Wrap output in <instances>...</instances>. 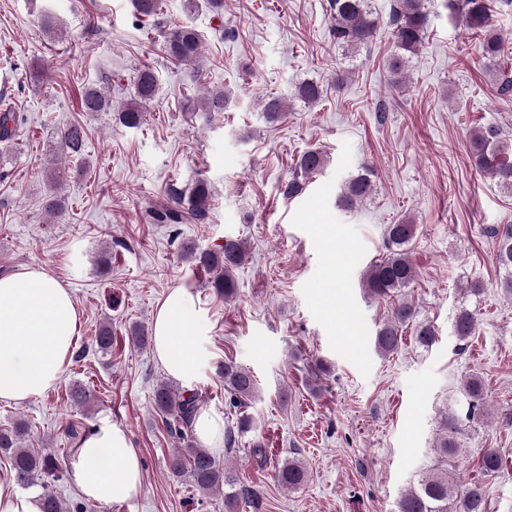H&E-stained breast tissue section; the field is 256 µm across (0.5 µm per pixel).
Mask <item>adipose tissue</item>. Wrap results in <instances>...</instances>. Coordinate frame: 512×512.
I'll return each instance as SVG.
<instances>
[{
  "label": "adipose tissue",
  "instance_id": "ef3b65f1",
  "mask_svg": "<svg viewBox=\"0 0 512 512\" xmlns=\"http://www.w3.org/2000/svg\"><path fill=\"white\" fill-rule=\"evenodd\" d=\"M78 325L69 289L46 269L1 276L0 402L20 404L54 386L73 356ZM204 333L187 289L171 291L153 326L154 350L169 376L185 383L198 377L202 356L185 338ZM68 471L83 495L102 503L133 499L143 480L126 431L108 419L81 438Z\"/></svg>",
  "mask_w": 512,
  "mask_h": 512
}]
</instances>
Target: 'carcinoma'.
Masks as SVG:
<instances>
[{
	"label": "carcinoma",
	"instance_id": "obj_1",
	"mask_svg": "<svg viewBox=\"0 0 512 512\" xmlns=\"http://www.w3.org/2000/svg\"><path fill=\"white\" fill-rule=\"evenodd\" d=\"M492 0H444L448 16L468 29H483L491 10ZM162 0H133V7L140 16L154 17L161 9ZM334 24L332 41L338 47L359 49L367 45L381 28L380 19L370 9L368 0H330ZM429 23L427 0H397L393 8L390 34L396 51L388 61V72L394 86H401L409 71V63L423 43ZM506 37L487 31L480 57L494 62L503 52ZM202 39L192 25H178L169 30L164 39L166 56L181 64H192L200 59ZM134 93L118 113V121L127 128H136L144 120L147 107L158 93V80L148 66L137 69L133 81ZM323 89L318 82L307 80L296 87V98L310 106L318 103ZM229 100V93L219 89L207 92L201 99L204 112H221ZM81 106L85 112L112 111V96L108 83L86 85L81 93ZM286 111L283 99L270 97L261 102L264 118L274 121ZM17 116L12 112L0 113V140L15 136ZM472 158L476 167L497 182L512 190V152L500 140L493 127H477L471 133ZM86 148V131L81 123H72L59 133V149L68 157L83 156ZM327 164L326 155L311 148L296 159L295 175L283 182L280 193L287 199L299 196L305 180L321 171ZM50 190L44 200V209L52 217L60 216L66 209L63 193L66 171L56 159L48 160L44 167ZM373 173L369 170L348 178L341 188V206L352 209L368 199L374 191ZM169 205L157 212V220L176 227L192 219L205 220L211 192L204 183L187 191L170 187L166 191ZM417 233V225L406 217L385 229L386 254L371 262L362 276L365 291L374 298L388 300L409 287L416 277V268L409 256V246ZM496 240L495 260L504 275L500 283L502 293L512 299V224L498 225L491 230ZM185 258L192 266L215 276L211 287L228 299L236 295L234 271L245 264L247 249L239 239L227 238L220 248L202 249L189 245L184 249ZM417 310L407 300L393 302L390 317L380 326L375 336V347L382 355L398 350L403 330L413 326L420 346L429 348L437 341L433 325L416 321ZM477 318L465 307L459 309L453 322L454 335L465 341L475 334ZM112 326L105 324L96 336L98 351L104 355L112 352ZM224 379V391L230 404L238 408L256 393V383L251 373L228 359L219 369ZM467 401L466 417L471 419L483 408L484 383L479 375L467 378L463 388ZM153 406L170 434L182 440L184 447L171 457L169 469L173 477L185 480L202 493L224 492L225 512H236L241 501L254 502L259 492L228 476L223 463L205 447L199 445L192 433L195 417L202 407L201 395L193 389L181 388L171 381L162 380L153 391ZM462 430L461 419L452 411L444 413L440 433L433 448V465L425 469L417 485L400 497L397 512H487V489L480 481L457 480L451 470L458 458V435ZM26 432L24 423L11 428H0V455L11 462L13 480L22 489L41 487L42 512H67L66 503L44 489V477L59 475L60 460L52 455L35 454L24 448ZM502 468L500 452L486 448L480 459L484 476H495ZM308 478L306 467L297 459H286L274 470V481L288 490L302 487Z\"/></svg>",
	"mask_w": 512,
	"mask_h": 512
}]
</instances>
